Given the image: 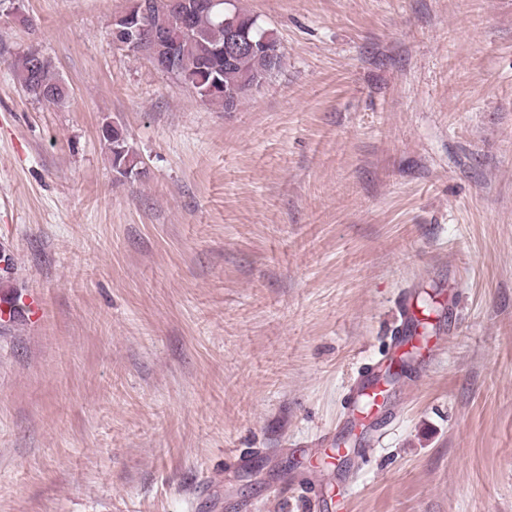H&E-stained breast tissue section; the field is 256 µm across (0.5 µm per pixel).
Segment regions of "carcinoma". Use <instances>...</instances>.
<instances>
[{
    "instance_id": "obj_1",
    "label": "carcinoma",
    "mask_w": 512,
    "mask_h": 512,
    "mask_svg": "<svg viewBox=\"0 0 512 512\" xmlns=\"http://www.w3.org/2000/svg\"><path fill=\"white\" fill-rule=\"evenodd\" d=\"M228 16L249 26L251 39L266 42L267 49L242 55L231 63L217 59L216 50L224 47L228 33L224 26ZM179 39L182 58L178 78L203 103L225 111L237 109L280 67V46L274 32L260 26L257 18L232 2L198 14L194 27L181 33ZM15 71L26 93L39 101L60 104L70 97L49 58L37 67L27 53L18 59ZM103 137L108 142L113 171L122 177L136 173L142 161L121 129L109 125Z\"/></svg>"
}]
</instances>
